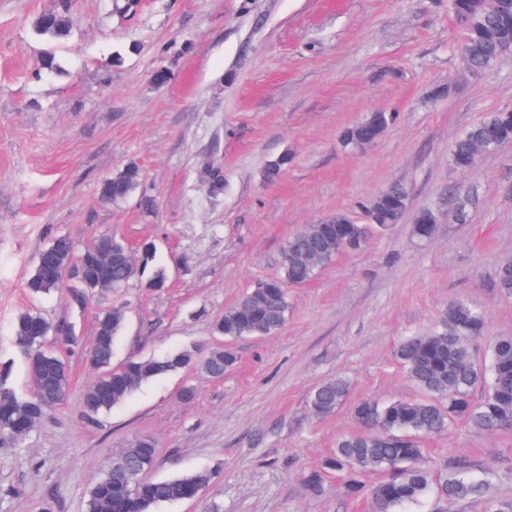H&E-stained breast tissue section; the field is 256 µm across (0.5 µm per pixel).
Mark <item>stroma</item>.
<instances>
[{
  "instance_id": "1",
  "label": "stroma",
  "mask_w": 512,
  "mask_h": 512,
  "mask_svg": "<svg viewBox=\"0 0 512 512\" xmlns=\"http://www.w3.org/2000/svg\"><path fill=\"white\" fill-rule=\"evenodd\" d=\"M114 3L0 0V364L10 363L11 386L30 389L11 340L18 313L34 309L77 331L74 345L44 343L68 363L65 401L23 440L0 444V512H85L94 479L143 436L158 451L151 479L212 473L196 498L157 512H372L322 464L356 430L358 400L419 398L397 362L399 342L432 329L456 298L487 315L477 362H489L496 337L512 335V294L496 286L512 257V142L470 172L449 163L461 132L512 111V53L466 73L448 0H139L130 13ZM51 8L75 20L58 47L64 76L40 68L49 44L34 22ZM161 70L170 75L163 84L154 80ZM442 87L447 96H437ZM379 111L396 116L382 137L343 150L342 131ZM283 156L288 164L267 182ZM131 162L153 212L133 197L99 201L103 178ZM213 163L224 169L218 195L207 189ZM395 183L410 194L401 222L290 289L284 327L234 341L238 361L224 377L189 367L83 416L100 311H127L113 364L181 349L205 356L224 343L215 322L277 274L292 233L336 212L361 216V204ZM463 196L471 202L461 212ZM423 208L437 216L428 240L413 233ZM106 232L133 247L155 242L166 286L134 281L84 309L56 292L28 294L53 237L81 248ZM336 377L351 384L346 404L313 416L310 392ZM187 388L192 398H182ZM418 443L490 489L454 503L431 493L405 512H487L489 501H512V429L458 422ZM317 470L319 493L306 483Z\"/></svg>"
}]
</instances>
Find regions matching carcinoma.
I'll list each match as a JSON object with an SVG mask.
<instances>
[{
    "label": "carcinoma",
    "instance_id": "carcinoma-1",
    "mask_svg": "<svg viewBox=\"0 0 512 512\" xmlns=\"http://www.w3.org/2000/svg\"><path fill=\"white\" fill-rule=\"evenodd\" d=\"M74 19L65 12L48 10L38 16L34 27L38 34L58 44L68 39ZM463 59L469 67L485 69L512 52V8L500 0H483L474 11V26L462 35ZM374 114L348 129L343 143L359 148L354 134L376 136ZM512 142V112H490L463 132L454 142L450 162L459 172L473 169L479 151L492 152ZM141 169L134 163L105 178L99 200L112 204L130 198L141 185ZM409 206V192L399 185L380 192L367 206L371 224H351L346 213H336L315 224H305L280 251L279 275L257 282L240 300L224 312L215 324L219 335L232 341L248 336H267L279 331L288 318V287L304 285L348 249L360 248L374 232L386 230L401 221ZM436 216L430 208L414 217V233L421 239L433 237ZM101 234L79 251L68 237L66 246L50 242L38 255L26 288L33 296L52 291L70 292V304L79 303L81 286L70 290L61 284V273L70 264L81 265L90 275L97 273L98 243ZM134 261L114 260L103 290L123 288L139 280L147 288H162L167 281L165 269L155 266L156 247L142 244ZM498 288L512 293V258L501 262ZM126 311L116 306L101 311L96 320L94 340L86 361L99 372L83 392L82 412L93 417L122 403L142 383L200 363L213 378H221L236 361L230 346L212 350L197 360L191 350L159 357L129 359L112 365V353L124 327ZM486 315L467 301L448 303L435 330L403 339L397 357L410 381L424 394L418 400H392L381 404L371 399L358 401L352 414L360 426L357 432L340 436L336 449L325 460L324 468L341 472L349 496H367L374 512H400L418 502L437 484L440 497L460 501L482 494L486 480H474L462 470H450L434 479L417 437L434 435L448 429L457 420L473 427L493 431L512 427V335L500 336L490 347L489 365L476 363L472 343L480 336ZM53 334V324L37 311L20 312L12 326V343L23 355L32 390L24 396L7 383L0 373V443L16 442L28 436L46 412L61 404L70 388V371L65 359L44 348L43 341ZM483 384L484 399H471L472 389ZM349 384L342 378L329 379L318 386L309 399V409L317 417L333 414L347 399ZM157 459L155 442L140 437L112 460V466L96 478L90 489L86 512H156L162 503L196 498L209 484L211 474L195 471L165 480H146L143 474ZM384 472L387 477L367 486L362 477Z\"/></svg>",
    "mask_w": 512,
    "mask_h": 512
}]
</instances>
